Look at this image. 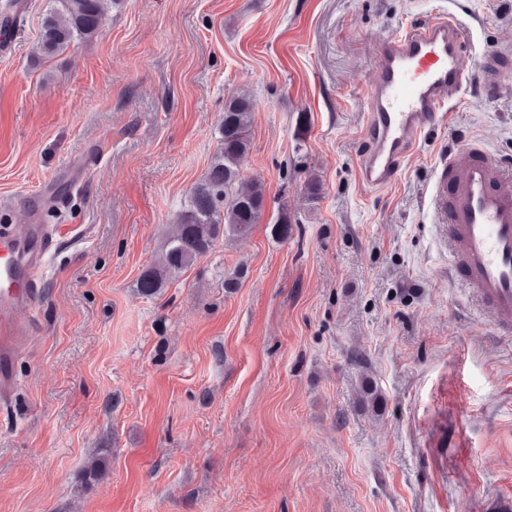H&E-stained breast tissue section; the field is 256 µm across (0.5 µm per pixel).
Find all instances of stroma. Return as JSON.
Segmentation results:
<instances>
[{
	"label": "stroma",
	"instance_id": "stroma-1",
	"mask_svg": "<svg viewBox=\"0 0 512 512\" xmlns=\"http://www.w3.org/2000/svg\"><path fill=\"white\" fill-rule=\"evenodd\" d=\"M442 7L469 31L465 66L512 47V0H122L47 57L49 0H20L0 35V222L55 208L59 247L0 401V512L512 499V340L449 277L428 206L458 144L512 163V76L490 99L471 83L390 187L358 180L379 43ZM240 92L256 102L241 175L264 183L269 214L287 204L294 232L261 219L141 296ZM366 377L381 415L357 408Z\"/></svg>",
	"mask_w": 512,
	"mask_h": 512
}]
</instances>
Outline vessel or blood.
<instances>
[{
  "instance_id": "obj_1",
  "label": "vessel or blood",
  "mask_w": 512,
  "mask_h": 512,
  "mask_svg": "<svg viewBox=\"0 0 512 512\" xmlns=\"http://www.w3.org/2000/svg\"><path fill=\"white\" fill-rule=\"evenodd\" d=\"M467 40L461 20L444 12L383 40L368 91V147L358 163L363 187L391 186L401 162L471 82L496 92L505 76L498 51L477 56L475 72H468L462 64ZM429 205L448 242L453 278L497 334L511 336L512 168L480 141L459 144L436 168ZM52 242L41 224H18L0 237V397L15 387L10 366L29 338L27 322L10 315L34 306Z\"/></svg>"
}]
</instances>
